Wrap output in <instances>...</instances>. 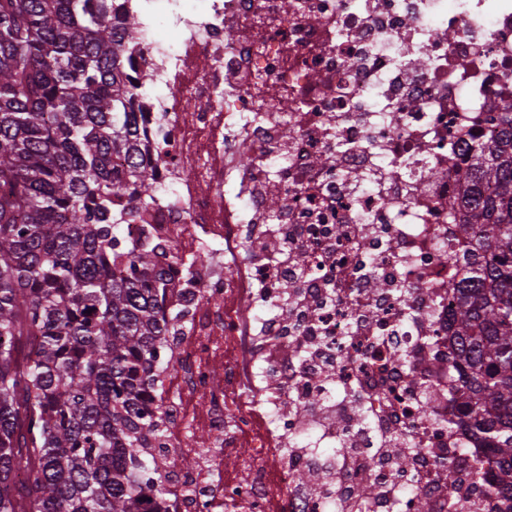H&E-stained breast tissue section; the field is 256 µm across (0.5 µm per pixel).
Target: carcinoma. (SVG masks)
Returning a JSON list of instances; mask_svg holds the SVG:
<instances>
[{
	"instance_id": "carcinoma-1",
	"label": "carcinoma",
	"mask_w": 512,
	"mask_h": 512,
	"mask_svg": "<svg viewBox=\"0 0 512 512\" xmlns=\"http://www.w3.org/2000/svg\"><path fill=\"white\" fill-rule=\"evenodd\" d=\"M128 0H0V512H161L166 251L126 245L114 199L152 198L132 102ZM454 167L469 242L448 369L512 512V105ZM123 155L126 170L113 166ZM122 267L119 275L115 265ZM402 469L407 436L381 441Z\"/></svg>"
}]
</instances>
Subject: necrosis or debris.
I'll return each instance as SVG.
<instances>
[{"label": "necrosis or debris", "instance_id": "4bbe7bcc", "mask_svg": "<svg viewBox=\"0 0 512 512\" xmlns=\"http://www.w3.org/2000/svg\"><path fill=\"white\" fill-rule=\"evenodd\" d=\"M142 21L126 41L137 69L145 161L155 193L124 237L152 235L169 252L166 314L182 392L202 401L211 451L180 472L170 454L192 447L180 398L169 400L165 512H334L337 495L379 482L361 512H395L399 489L433 512L495 503L470 475L491 469L492 451L462 426L457 373L446 360L448 327L468 244L448 222L454 162L493 134L512 104V0H132ZM233 38H225L227 30ZM149 81V82H150ZM279 107L267 109L269 98ZM368 173L372 182L362 183ZM281 191L269 218L267 194ZM288 243L303 276L282 293L273 245ZM380 286L371 288L369 275ZM409 291L400 306L396 289ZM288 301L287 317L275 316ZM239 349L211 381L212 341ZM323 343L335 356V395L321 371L281 375L282 359ZM404 353L414 370L394 359ZM439 391L429 417L425 387ZM236 399L228 412V399ZM261 406L285 453L253 450L238 478L219 479L223 451ZM409 433L418 450L404 471L377 461L382 437ZM354 457L339 494L320 496L295 480L313 454L293 456L306 435Z\"/></svg>", "mask_w": 512, "mask_h": 512}]
</instances>
